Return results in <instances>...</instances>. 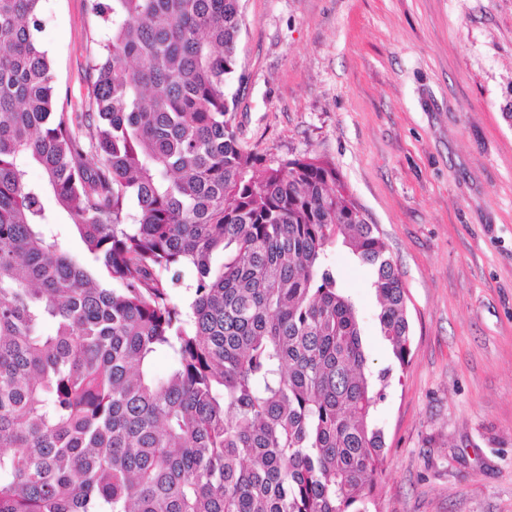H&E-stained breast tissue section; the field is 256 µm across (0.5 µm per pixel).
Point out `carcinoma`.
Listing matches in <instances>:
<instances>
[{
    "mask_svg": "<svg viewBox=\"0 0 512 512\" xmlns=\"http://www.w3.org/2000/svg\"><path fill=\"white\" fill-rule=\"evenodd\" d=\"M39 2L0 0V512H379L392 368L328 247L401 369L406 289L334 163L238 142L241 0H112L87 112L55 108ZM328 253L330 261L337 267L342 286L355 297L358 303L363 318V339L371 369L377 372L393 365L391 352L378 333L374 320L377 302L371 287L372 270L356 262L349 252L340 245H331Z\"/></svg>",
    "mask_w": 512,
    "mask_h": 512,
    "instance_id": "cac0c4a2",
    "label": "carcinoma"
}]
</instances>
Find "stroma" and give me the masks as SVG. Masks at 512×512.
Instances as JSON below:
<instances>
[{"label":"stroma","mask_w":512,"mask_h":512,"mask_svg":"<svg viewBox=\"0 0 512 512\" xmlns=\"http://www.w3.org/2000/svg\"><path fill=\"white\" fill-rule=\"evenodd\" d=\"M241 146L332 160L407 292L412 360L375 417L380 512H512V0H242ZM57 106L90 108L109 37L92 0H41ZM329 258L392 366L372 270Z\"/></svg>","instance_id":"stroma-1"}]
</instances>
